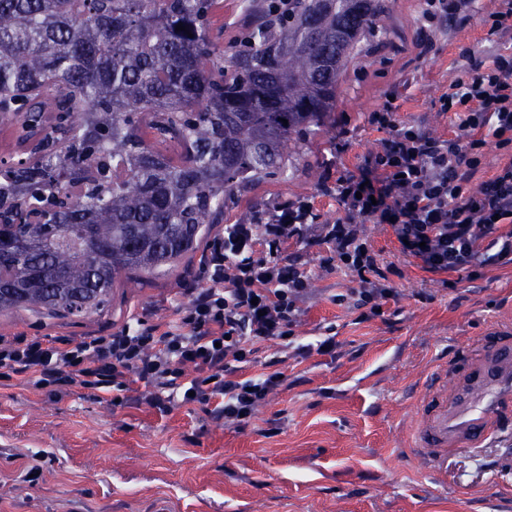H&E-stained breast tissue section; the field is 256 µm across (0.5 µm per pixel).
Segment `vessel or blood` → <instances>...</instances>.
<instances>
[{
  "label": "vessel or blood",
  "mask_w": 512,
  "mask_h": 512,
  "mask_svg": "<svg viewBox=\"0 0 512 512\" xmlns=\"http://www.w3.org/2000/svg\"><path fill=\"white\" fill-rule=\"evenodd\" d=\"M506 426L512 427V319L490 325L459 372L431 374L409 446L439 470L450 453L482 451Z\"/></svg>",
  "instance_id": "obj_1"
}]
</instances>
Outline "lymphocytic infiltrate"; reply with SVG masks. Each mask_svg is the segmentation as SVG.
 <instances>
[{
    "mask_svg": "<svg viewBox=\"0 0 512 512\" xmlns=\"http://www.w3.org/2000/svg\"><path fill=\"white\" fill-rule=\"evenodd\" d=\"M440 102L442 111L463 115L448 139L399 125L394 107L374 113L389 133L381 149L365 159L360 175L322 185L343 203L345 217L316 223L311 203L298 198L225 225L198 260L205 287L183 289L174 319L136 316L115 333L77 339L0 336V382L16 379L53 394L79 377L107 393L111 405L127 403L134 392L162 413L194 403L216 420L245 425L286 380L283 354L266 361L263 372L243 376L261 345L273 341L303 358L336 353L331 335L297 341L314 290L291 243L321 247L320 268L357 280L333 301L362 321L400 298L366 222L390 224L403 255L435 275L512 264V53L497 54L488 67L470 64ZM485 128L510 160L475 192L469 181L482 164Z\"/></svg>",
    "mask_w": 512,
    "mask_h": 512,
    "instance_id": "obj_1",
    "label": "lymphocytic infiltrate"
}]
</instances>
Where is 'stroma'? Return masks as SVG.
<instances>
[{
    "instance_id": "35a3bbf8",
    "label": "stroma",
    "mask_w": 512,
    "mask_h": 512,
    "mask_svg": "<svg viewBox=\"0 0 512 512\" xmlns=\"http://www.w3.org/2000/svg\"><path fill=\"white\" fill-rule=\"evenodd\" d=\"M380 32L342 75L336 104L307 132L292 165L237 193L223 221L239 223L285 198H307L321 221L344 209L321 189L324 177L357 173L386 131L371 124L389 94L401 123L454 136L462 115L440 98L471 60L491 65L503 47L489 33L502 0H470L464 20L427 23L425 0H385ZM381 266L396 269L398 303L357 322L332 294L356 287L342 271L308 261L317 295L298 329L309 342L332 327L335 356L288 362V383L246 426L212 420L188 405L163 416L143 405L112 408L80 383L52 397L19 384L0 386V512H512V430L481 456L458 452L442 475L413 460L406 428L420 386L436 360L462 364L490 322L512 313V265L447 283L403 256L387 226L367 224ZM198 278L197 262L118 288L109 305L84 318L30 310L0 316V334L97 336L163 305V317ZM43 464V478L26 482Z\"/></svg>"
}]
</instances>
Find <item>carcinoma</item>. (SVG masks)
<instances>
[{"mask_svg":"<svg viewBox=\"0 0 512 512\" xmlns=\"http://www.w3.org/2000/svg\"><path fill=\"white\" fill-rule=\"evenodd\" d=\"M216 5L0 0V129L37 142L0 173V210L55 207L50 225H0V314L95 313L131 275L190 258L224 202L324 125L384 12L382 0H242L226 43Z\"/></svg>","mask_w":512,"mask_h":512,"instance_id":"cac0c4a2","label":"carcinoma"}]
</instances>
